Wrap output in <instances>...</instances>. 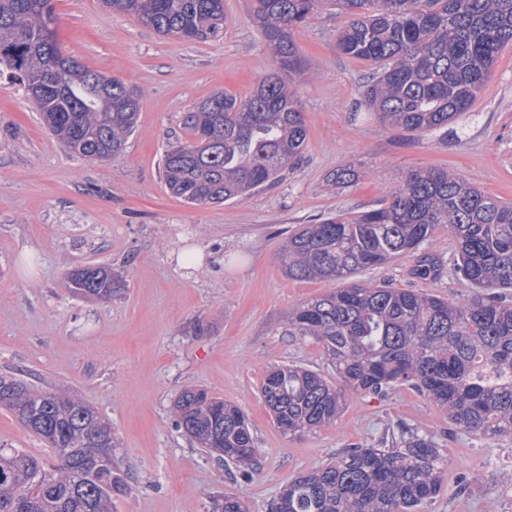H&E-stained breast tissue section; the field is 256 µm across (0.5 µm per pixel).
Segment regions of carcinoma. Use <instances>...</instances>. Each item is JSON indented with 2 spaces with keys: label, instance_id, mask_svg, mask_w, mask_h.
<instances>
[{
  "label": "carcinoma",
  "instance_id": "carcinoma-1",
  "mask_svg": "<svg viewBox=\"0 0 512 512\" xmlns=\"http://www.w3.org/2000/svg\"><path fill=\"white\" fill-rule=\"evenodd\" d=\"M346 18L337 49L371 69L365 106L382 124L441 130L469 111L502 50L512 45V0H254L253 18L275 71L251 93L215 92L184 117L189 139L162 159L168 191L190 205L222 204L280 180L305 159L308 137L292 34L322 4ZM157 33L215 39L224 0H102ZM48 19L49 24L40 25ZM52 0H0V67L23 83L42 123L69 152L115 158L137 126L140 102L124 82L63 51ZM457 243L454 274L477 292L461 302L385 284H333L413 254L415 272L440 266L420 252L439 226ZM278 260L294 280L332 285L288 313V335L323 347L336 382L297 364L279 365L261 395L291 436L336 421L350 395L408 386L444 409L448 423L481 440L512 438V203L485 195L444 169L414 170L376 207L339 211L288 236ZM68 288L110 299L112 273L80 266ZM0 408L52 448L37 456L0 448V512H112L126 492L112 428L69 387L39 390L0 375ZM176 427L199 448L251 471L260 449L241 408L202 388L174 400ZM246 452L239 456L236 449ZM448 461L439 443L401 429L395 448L344 449L288 482L272 512H417L440 496ZM212 512H247L238 496L211 498Z\"/></svg>",
  "mask_w": 512,
  "mask_h": 512
}]
</instances>
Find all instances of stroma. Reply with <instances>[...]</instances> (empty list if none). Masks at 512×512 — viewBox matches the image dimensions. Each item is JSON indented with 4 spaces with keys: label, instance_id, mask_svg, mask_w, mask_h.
I'll return each instance as SVG.
<instances>
[{
    "label": "stroma",
    "instance_id": "obj_1",
    "mask_svg": "<svg viewBox=\"0 0 512 512\" xmlns=\"http://www.w3.org/2000/svg\"><path fill=\"white\" fill-rule=\"evenodd\" d=\"M54 6L62 48L136 91L140 115L120 156L90 160L41 124L23 84L0 76V372L40 389H75L111 425L129 483L113 512H210L217 494L244 497L249 512H270L298 474L345 448L392 447L403 422L436 436L448 458L444 490L422 512H512V485L501 479L512 472V439L451 429L446 413L411 388L350 396L334 423L299 438L277 428L260 396L278 365L336 377L320 346L288 333L289 311L329 289L283 272L278 253L296 226L370 209L415 168L448 169L512 202V46L448 129L407 132L365 109L370 67L337 50L343 19L319 10L293 34L305 62L295 79L308 129L305 161L254 194L194 206L167 192L162 158L187 139L183 119L200 99L249 94L272 71L253 0H224L231 23L207 42L160 35L100 0ZM346 165L358 171L357 183L329 190V175ZM196 244L205 261L188 273L176 257ZM26 248L36 253L32 277L19 262ZM455 249L441 226L422 247L440 275H415L409 256L358 279L458 302L473 290L452 271ZM88 263L111 271L118 286L111 300L67 288V275ZM191 387L248 415L262 450L250 478L176 430L172 404ZM473 471L478 481L462 485Z\"/></svg>",
    "mask_w": 512,
    "mask_h": 512
}]
</instances>
